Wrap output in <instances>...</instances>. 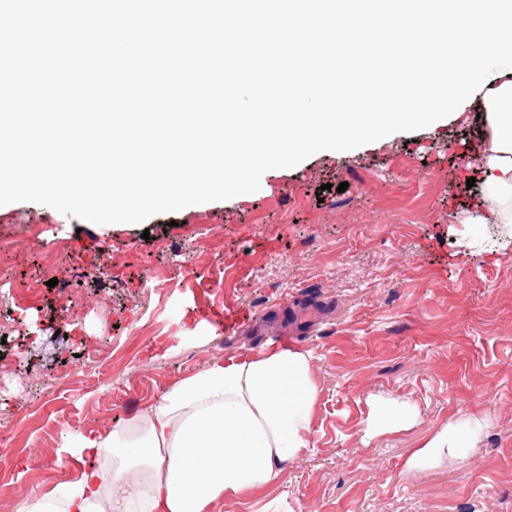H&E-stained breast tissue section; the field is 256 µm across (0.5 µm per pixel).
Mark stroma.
I'll list each match as a JSON object with an SVG mask.
<instances>
[{
	"label": "stroma",
	"instance_id": "1",
	"mask_svg": "<svg viewBox=\"0 0 512 512\" xmlns=\"http://www.w3.org/2000/svg\"><path fill=\"white\" fill-rule=\"evenodd\" d=\"M480 111L320 151L248 197L141 224L1 206L0 512L79 472L61 464L65 439L112 430L207 364L282 336L312 355L311 445L276 485L206 512H512V223L491 235L462 221ZM35 279L40 293L16 308ZM211 308L243 319L218 331L198 317ZM387 398L415 417L367 438ZM459 419L467 450L407 471Z\"/></svg>",
	"mask_w": 512,
	"mask_h": 512
}]
</instances>
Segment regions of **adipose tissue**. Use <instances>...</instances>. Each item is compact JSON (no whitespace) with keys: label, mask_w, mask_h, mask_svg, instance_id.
Segmentation results:
<instances>
[{"label":"adipose tissue","mask_w":512,"mask_h":512,"mask_svg":"<svg viewBox=\"0 0 512 512\" xmlns=\"http://www.w3.org/2000/svg\"><path fill=\"white\" fill-rule=\"evenodd\" d=\"M489 137L482 154V192L495 220L512 223V67L480 93ZM318 395L311 355L272 348L225 355L152 399L112 431L66 441L72 455L95 459L52 491L22 499L16 512H206L227 496L279 481L282 462L310 442ZM409 403L384 399L365 423L366 436L404 428ZM464 431L438 429L408 462L455 455Z\"/></svg>","instance_id":"ef3b65f1"}]
</instances>
